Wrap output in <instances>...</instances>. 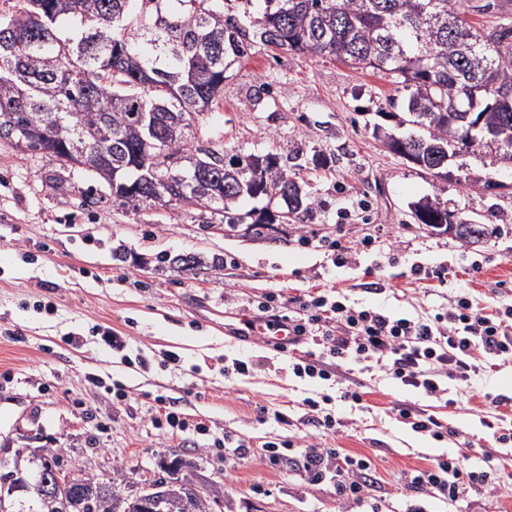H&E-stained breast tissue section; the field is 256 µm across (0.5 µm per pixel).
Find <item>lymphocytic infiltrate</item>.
<instances>
[{
	"label": "lymphocytic infiltrate",
	"mask_w": 512,
	"mask_h": 512,
	"mask_svg": "<svg viewBox=\"0 0 512 512\" xmlns=\"http://www.w3.org/2000/svg\"><path fill=\"white\" fill-rule=\"evenodd\" d=\"M288 331L287 342L278 346L280 352H293L315 338L323 347L319 358L294 364L297 377L328 381L334 365L342 360H371L403 384L431 397L441 393V378L463 382L478 373L475 353L493 360H512V306L490 317L474 310L465 299L432 319H396L377 309H358L317 295L300 302L298 315L288 320ZM299 454L305 475L317 480L335 474L341 500L363 502L370 483L369 459L313 445L300 449ZM486 479V471L472 469L465 458L449 457L407 475L405 481L456 502Z\"/></svg>",
	"instance_id": "1"
}]
</instances>
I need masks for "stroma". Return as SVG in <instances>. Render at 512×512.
I'll return each mask as SVG.
<instances>
[{"mask_svg": "<svg viewBox=\"0 0 512 512\" xmlns=\"http://www.w3.org/2000/svg\"><path fill=\"white\" fill-rule=\"evenodd\" d=\"M405 98L390 77L258 43L228 70L223 98L197 127L200 142L230 154H298L315 203L309 230L345 246L373 241L342 267L302 244L297 225L259 236L192 206L123 207L88 173L0 146V448H54L62 468L101 477L119 465L132 486L179 456L218 492L222 512H340L335 482L263 459L266 442L308 440L371 460L369 498L351 512H512V442L495 443L512 428V363L444 380L430 398L372 362H345L335 381L298 378L288 354L242 330L269 294L282 316L292 315V298L317 291L409 318L446 312L460 296L484 314L512 305V170L478 152L449 160L443 181L391 154L373 126L403 134L395 117ZM487 182L500 190L485 192ZM427 197L498 231L466 245L416 223L413 206ZM177 255L226 264L191 274L172 265ZM417 265L447 270L445 282H415ZM105 327L126 336L124 351L102 345ZM170 351L180 365L165 364ZM236 359L252 371L232 373ZM92 374L105 388L89 383ZM113 385L125 399L109 394ZM349 387L361 402L343 398ZM324 395L339 422L333 434L308 420L307 399ZM159 398L204 420L229 452L209 451L210 436L152 424ZM260 405L288 412L292 425L259 419ZM398 405L427 410L451 436L413 430ZM460 454L490 477L456 503L400 481Z\"/></svg>", "mask_w": 512, "mask_h": 512, "instance_id": "1", "label": "stroma"}]
</instances>
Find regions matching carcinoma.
<instances>
[{
  "instance_id": "obj_1",
  "label": "carcinoma",
  "mask_w": 512,
  "mask_h": 512,
  "mask_svg": "<svg viewBox=\"0 0 512 512\" xmlns=\"http://www.w3.org/2000/svg\"><path fill=\"white\" fill-rule=\"evenodd\" d=\"M24 0L0 14V142L59 167L98 176L122 205L150 197L224 212V223L263 228L303 222L314 202L298 181L301 164L277 154H227L194 145L182 128L224 95L226 71L260 42L301 55H329L371 69L408 92L415 134L389 135L390 151L448 179L450 142L478 139L497 160L512 161V18L472 28L469 0ZM475 91L460 93L464 84ZM192 152L202 165L164 181L168 161ZM260 198L258 215L230 212ZM495 224L462 225L471 244ZM185 271L220 258H177ZM31 484L58 454L32 448ZM123 472L88 478L66 497L67 512H214L216 498L176 490L133 499ZM9 512H48L35 490L15 493Z\"/></svg>"
}]
</instances>
